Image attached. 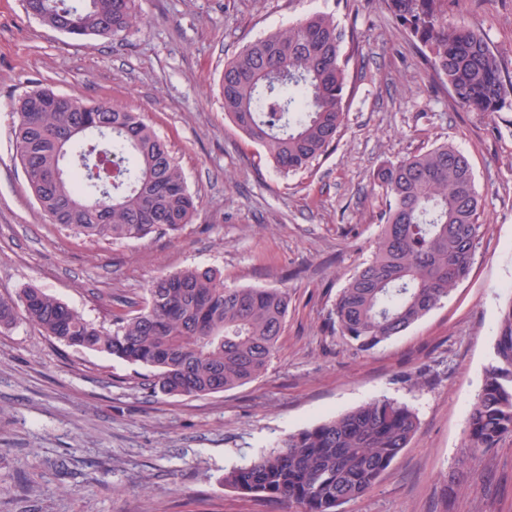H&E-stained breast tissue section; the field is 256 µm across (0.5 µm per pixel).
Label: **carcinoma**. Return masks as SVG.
I'll list each match as a JSON object with an SVG mask.
<instances>
[{
  "label": "carcinoma",
  "instance_id": "cac0c4a2",
  "mask_svg": "<svg viewBox=\"0 0 512 512\" xmlns=\"http://www.w3.org/2000/svg\"><path fill=\"white\" fill-rule=\"evenodd\" d=\"M417 39L426 62L467 112L491 114L512 101L479 25L448 22L449 0H381ZM27 14L76 39L124 38L142 24L137 0H24ZM345 32L328 14L301 18L243 48L224 64V112L274 166L305 169L344 126L350 57ZM16 158L31 195L55 224L114 241L175 234L198 201L167 143L111 101H83L49 88L14 106ZM385 196L371 256L348 279L330 312L333 331L361 352L398 336L448 298L468 276L480 240L482 198L469 160L451 144L380 167ZM135 313L105 330L34 287L0 298V328L18 313L45 335L153 370L144 386L172 396L223 392L261 376L277 351L290 296L280 288L224 285L217 271L161 273L142 301L115 299ZM415 410L374 397L334 418L289 434L279 448L224 472V488L300 512H337L367 494L409 446ZM512 438V299L500 310L493 362L464 429L470 455Z\"/></svg>",
  "mask_w": 512,
  "mask_h": 512
}]
</instances>
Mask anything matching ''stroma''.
I'll return each instance as SVG.
<instances>
[{
    "label": "stroma",
    "mask_w": 512,
    "mask_h": 512,
    "mask_svg": "<svg viewBox=\"0 0 512 512\" xmlns=\"http://www.w3.org/2000/svg\"><path fill=\"white\" fill-rule=\"evenodd\" d=\"M126 39H75L0 0V297L32 286L110 327L115 296L187 267L226 285L284 288L277 352L258 379L202 397L153 394L151 370L45 336L0 329V512H297L225 490L224 472L288 434L385 396L419 430L339 512H512V439L476 457L463 430L512 297V105L466 112L379 0H139ZM334 15L359 46L347 117L307 170L280 174L224 112L225 61L302 16ZM512 77V0H455ZM39 86L141 113L168 143L200 205L175 235L112 241L53 224L15 158L14 104ZM450 143L485 211L467 279L406 332L361 353L328 326L367 259L385 199L383 164ZM468 469L471 477L451 483Z\"/></svg>",
    "instance_id": "stroma-1"
}]
</instances>
